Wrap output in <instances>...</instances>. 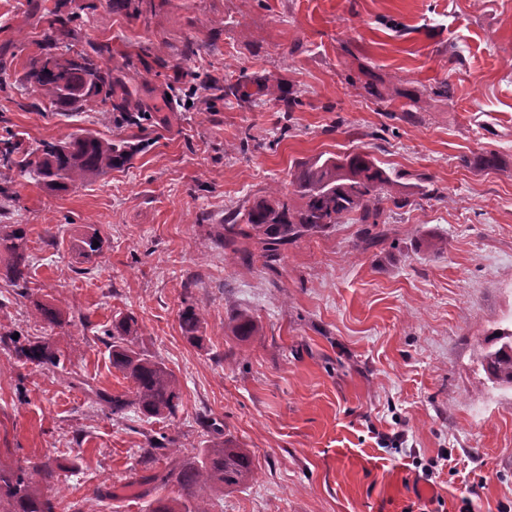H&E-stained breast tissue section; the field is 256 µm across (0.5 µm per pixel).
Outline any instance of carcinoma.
<instances>
[{"label":"carcinoma","instance_id":"1","mask_svg":"<svg viewBox=\"0 0 512 512\" xmlns=\"http://www.w3.org/2000/svg\"><path fill=\"white\" fill-rule=\"evenodd\" d=\"M77 16H64L52 11L48 20V35L38 57L31 59L26 80L50 105L65 111L79 112L101 101L108 106L105 115L118 113L123 121L137 124L146 113L143 101L125 88L121 76L106 63L111 56L110 45L88 41L77 45ZM199 86L210 91L215 100L247 102L265 97L280 104L285 112L293 111L298 97L271 73L250 75L241 73L236 80L206 76ZM140 145L125 138L103 139L89 129H81L65 140H43L36 149L25 151L13 137L0 139V167L19 176H29L50 190L66 191L77 183L107 173L127 164ZM291 185L305 199L304 206L294 211L288 198L275 191L256 202L244 215L232 212L224 217L217 241L224 253H232L250 264L260 251L263 267L273 273L281 259V251L305 235L325 232L340 223L345 216L356 213V221L370 224L365 229L369 240L385 236L379 225L385 223L384 201L397 208L405 200L391 195L394 180L367 153L319 156L300 164ZM98 233L85 234L72 243L78 258L88 259L101 252ZM6 262L0 267V280L21 294L27 293L31 256L25 231L21 228L0 234V254ZM180 326L191 343L201 340L198 332L200 314L191 305L182 309ZM134 318L124 316L105 333L109 338L112 365L132 383V394H98L99 402L110 413L123 417L129 410L146 418L173 415L180 398L175 375L164 363L145 354L131 335ZM232 333L241 340L256 335L259 328L254 318L241 312L231 320ZM490 347L483 355L488 372L500 383L512 386V332H502L487 340ZM22 360L40 367H56L60 355L35 341L15 347ZM255 464L249 452L226 438L201 449L195 456L175 460L156 476L161 484L176 488L177 497L157 501L153 512H209L200 506L202 493L224 492L246 483L254 474ZM42 475L46 485L56 479L55 471L35 466L20 467L9 473L0 471V512H54L51 497L43 494L32 481V473Z\"/></svg>","mask_w":512,"mask_h":512}]
</instances>
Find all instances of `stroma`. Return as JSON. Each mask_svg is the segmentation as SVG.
Masks as SVG:
<instances>
[{
  "instance_id": "1",
  "label": "stroma",
  "mask_w": 512,
  "mask_h": 512,
  "mask_svg": "<svg viewBox=\"0 0 512 512\" xmlns=\"http://www.w3.org/2000/svg\"><path fill=\"white\" fill-rule=\"evenodd\" d=\"M57 8L79 40L109 43L148 104L182 97L186 72L243 69L276 73L302 104L177 103L137 125L100 121V103L52 111L22 77ZM0 59V128L27 148L80 128L144 143L66 191L12 185L0 230L24 228L32 271L23 298L0 281V469L50 463L55 512H151L172 494L154 475L208 447L216 422L257 470L206 496L209 512H512V387L481 363L486 337L512 328V0H144L136 17L109 0H0ZM350 152L407 198L385 202V240L364 244L347 217L288 245L275 274L225 256L228 213L275 187L302 208L298 163ZM489 154L496 167L480 166ZM93 230L102 250L77 263L70 244ZM51 300L66 324L36 316ZM242 311L260 328L245 341L230 328ZM122 313L177 378L175 415L93 403L131 389L105 336ZM17 337L59 367L19 360ZM150 438L166 452L145 457ZM179 319L184 337L191 343H198L201 340V336L197 334L201 325L200 314L192 305H187L180 312Z\"/></svg>"
}]
</instances>
